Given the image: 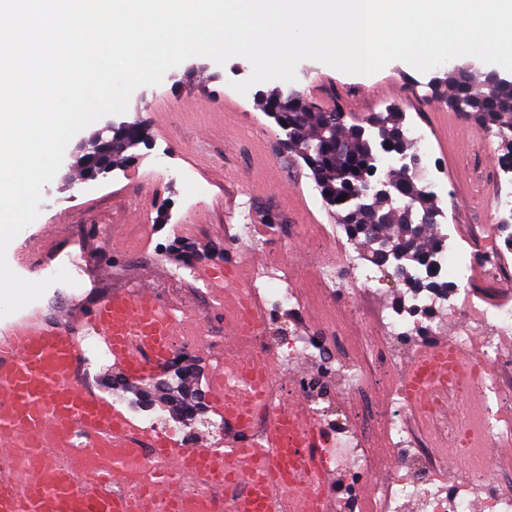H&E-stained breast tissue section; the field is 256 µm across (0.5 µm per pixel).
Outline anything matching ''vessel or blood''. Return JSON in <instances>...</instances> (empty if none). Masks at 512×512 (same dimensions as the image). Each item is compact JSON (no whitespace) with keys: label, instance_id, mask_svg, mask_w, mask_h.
<instances>
[{"label":"vessel or blood","instance_id":"1","mask_svg":"<svg viewBox=\"0 0 512 512\" xmlns=\"http://www.w3.org/2000/svg\"><path fill=\"white\" fill-rule=\"evenodd\" d=\"M257 302L231 300L228 312L257 331ZM197 318L177 313L153 289L115 291L77 321H45L28 314L0 332V512H325L327 500L313 481L314 463L325 455L315 439L288 445L289 426L274 424L264 444H250L264 400L267 372L235 355L226 359L239 378H212V404L233 429L225 448L186 451L171 436L142 428L111 402L78 383L80 329L101 336L112 357L134 381L157 375L170 362L173 338L198 328ZM458 376L454 353L422 352L407 380L414 412L429 407ZM107 448L105 470L89 474L75 447ZM141 448L158 462L155 475L131 494L124 462ZM28 453L32 463L15 464ZM207 477L228 490L225 500L192 498L188 481Z\"/></svg>","mask_w":512,"mask_h":512}]
</instances>
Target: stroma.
<instances>
[{
    "instance_id": "obj_1",
    "label": "stroma",
    "mask_w": 512,
    "mask_h": 512,
    "mask_svg": "<svg viewBox=\"0 0 512 512\" xmlns=\"http://www.w3.org/2000/svg\"><path fill=\"white\" fill-rule=\"evenodd\" d=\"M250 73L249 62L240 57L222 66L207 58L189 59L168 70L161 84L133 93L120 119L144 125L149 138L116 157L109 173L83 179L75 158L64 157L42 189L39 215L30 228L53 225L44 247L53 263L79 256L94 242L99 248L85 263L77 287L50 288L35 303V311L48 318L63 310L85 311L115 291H131L147 282L162 289L175 267L198 270L224 264L238 233L239 211L248 200L254 203V222L264 239L263 248L249 251V265L264 266L271 252L284 247L282 234L288 231L294 241L284 248L299 298L319 287L329 249L307 227L334 223L335 217L320 196L311 195L308 169L294 152L282 149L281 132L264 110L265 98L283 88V81L260 83L244 94L234 90L233 82ZM296 75L293 87L307 101L323 110L341 108L348 122L398 112L403 121L423 127L448 181V195L436 206L443 213L442 223L463 247L482 241L488 225L501 223L488 189L479 184L480 172L493 168L498 141L432 94V73L394 61L372 75H349L305 60ZM162 153L172 166L192 175L194 195L186 194L182 182L160 176L153 158ZM269 210L279 214V223H265ZM113 233L123 241L121 250L103 245ZM177 290L202 320L223 321L220 300L205 280L192 277ZM397 294L395 281L388 279L357 295L354 305L340 307L338 356L370 359L375 317ZM357 330L365 340L354 350L346 337Z\"/></svg>"
}]
</instances>
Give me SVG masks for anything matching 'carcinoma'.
I'll return each instance as SVG.
<instances>
[{"label":"carcinoma","instance_id":"obj_1","mask_svg":"<svg viewBox=\"0 0 512 512\" xmlns=\"http://www.w3.org/2000/svg\"><path fill=\"white\" fill-rule=\"evenodd\" d=\"M434 90L448 94V108L480 123L500 139V152L512 156V82L475 79L464 65H450L435 79ZM267 115L288 141L287 148L296 152L311 172L325 204L334 210L336 220L349 237L367 250L370 258L384 265L387 254L403 256L401 266L394 267L405 274L408 264L431 269L442 239L431 232L438 224V209L433 196L419 178L409 179L398 169L383 171L378 158L369 155L361 138L363 124L375 126L380 138L397 149L405 145L401 139V116L390 112L365 119V123L335 119L336 113L324 112L299 95L286 96L279 92L265 101ZM146 142L142 126H129L123 141L112 147L119 156L128 149ZM367 179H384L391 183L390 195L361 200L358 192ZM345 200L338 201L339 197ZM409 288L446 290L451 282H438L434 276L406 279ZM196 379L195 367L185 369L172 382L143 384L122 381L124 391L136 394L142 404L159 397L166 401L172 413L189 420L201 418L206 408L190 390Z\"/></svg>","mask_w":512,"mask_h":512}]
</instances>
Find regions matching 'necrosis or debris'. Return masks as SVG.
<instances>
[{"label":"necrosis or debris","mask_w":512,"mask_h":512,"mask_svg":"<svg viewBox=\"0 0 512 512\" xmlns=\"http://www.w3.org/2000/svg\"><path fill=\"white\" fill-rule=\"evenodd\" d=\"M506 234L501 225L488 226L484 242L470 252L452 234H444L445 246L434 263L439 275H452L453 288L445 293L408 289L398 305L382 310L376 338L380 354L368 365L336 356L331 325L322 333L292 334L290 349L281 350L265 326L297 300L288 283V267L279 257L247 271L249 286L242 295L248 302L261 301L262 328L246 332L228 322L225 334L237 341L242 357L273 370H292L300 360L313 365L312 373L292 386L271 381L256 417L253 442H261L280 416L306 417L307 432L323 438L329 449L317 480L334 512H403L409 502L416 512H470L475 502L485 512H512V487L489 479L491 463L483 455L488 444L512 429V403L499 394L501 374L512 370V355L501 347L512 335V240ZM477 268L482 271L478 278L473 275ZM385 275L382 265L366 261L351 242H342L336 262L326 269L324 288L312 300L334 309L337 301L370 289ZM438 345L470 355L471 361L462 367L458 387L463 395L455 401V419L448 422L425 413L426 428L418 436L404 425L411 410L406 374L425 348ZM326 380L348 395L368 392L381 383L388 389L375 430L391 445L392 466L387 482L372 494L362 492L373 465L371 444L347 415L320 408L331 392L322 386ZM440 444L450 446L452 453L444 473L430 463ZM338 474L344 477L340 486L334 481Z\"/></svg>","instance_id":"necrosis-or-debris-1"}]
</instances>
